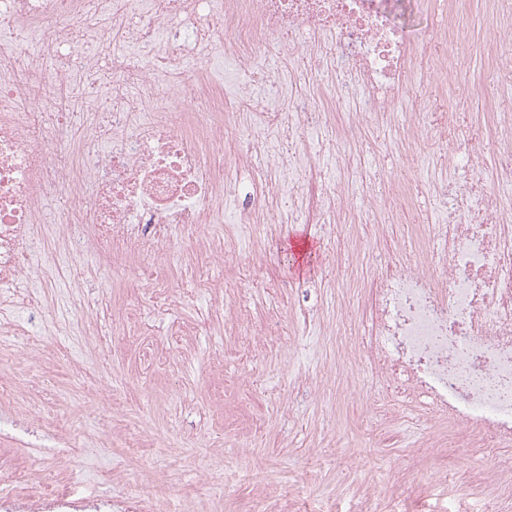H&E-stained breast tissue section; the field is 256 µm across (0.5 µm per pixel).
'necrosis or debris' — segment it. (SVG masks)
<instances>
[{"mask_svg":"<svg viewBox=\"0 0 512 512\" xmlns=\"http://www.w3.org/2000/svg\"><path fill=\"white\" fill-rule=\"evenodd\" d=\"M419 0H0V338L15 335L12 307L71 273L74 255L127 269V294L150 289L151 307L123 304V332L138 338L148 316L169 310L175 272L223 263L199 286L220 300L236 280L240 241H274L272 227L328 225L355 241V225L376 236L399 223L406 190L390 196L361 182L360 205L329 188L313 192L321 166L360 171L370 128L396 134L398 151L419 141L421 113L403 109L416 50L459 38L456 7L435 33L414 28ZM512 84V0H493L484 36ZM232 55L249 72L232 94L209 76ZM331 86L354 111L324 109ZM282 108L269 107V100ZM496 193L472 181L440 185L448 214L423 225L415 254L381 260L367 288L369 358L387 390L418 399L432 419L454 424L451 444L486 440L497 466L479 472L481 491L512 496V114H497ZM256 169L250 195L237 199L233 170ZM91 226L89 237L68 232ZM40 261H33V254ZM164 263H157V256ZM155 268L149 283L137 270ZM225 323L223 306L188 311L171 341L149 347L167 378L170 352L198 353L203 323ZM29 368L0 382V407L47 414L32 400ZM122 512H152L168 495L142 469ZM0 512H112V500L84 493L67 469L0 448Z\"/></svg>","mask_w":512,"mask_h":512,"instance_id":"obj_1","label":"necrosis or debris"}]
</instances>
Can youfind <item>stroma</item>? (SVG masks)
Returning <instances> with one entry per match:
<instances>
[{
    "label": "stroma",
    "instance_id": "stroma-1",
    "mask_svg": "<svg viewBox=\"0 0 512 512\" xmlns=\"http://www.w3.org/2000/svg\"><path fill=\"white\" fill-rule=\"evenodd\" d=\"M489 19L487 0H465L464 36L443 48L447 75L426 51L411 79L414 111L457 112L477 132L469 168L446 166V147L429 137L403 157L377 151L384 132L373 129L365 138L364 151L379 154L367 172L372 188L399 178L408 188V221L389 227L381 247L413 244L414 225L447 218L422 162L447 180L468 176L485 191L496 188L487 122L512 107L491 93L498 69L478 50ZM239 261L247 274L232 299L277 338L278 350H228L220 337L203 336L198 358L158 388L117 319L97 318L98 333L89 338L47 337L59 365L34 397L53 413L0 419V429L17 441L16 455L38 453L52 467L60 459L51 448L63 445L62 460L80 488L116 500L126 492L124 462L157 471L177 512H208L217 503L223 512H245L263 488L275 492L281 512H358L366 488L393 512H512V499L487 496L473 483L474 472L494 465L483 449L452 448L438 457L430 444L447 436L448 423L431 421L400 394L388 416L372 408L382 384L363 353L369 343L364 324L352 328L347 373L332 391L322 390L334 358L318 352L317 332H303L294 313L302 306L316 321H331L342 277L367 270L369 261L320 224L276 225L271 261L258 263L248 243ZM74 287L94 301L104 298L109 284L85 269L78 280H59L56 294L20 309L18 360L36 367L27 334L42 319L83 321V311L59 298ZM104 386L112 390L105 401L99 398ZM107 428L116 435L111 447H82L85 433Z\"/></svg>",
    "mask_w": 512,
    "mask_h": 512
}]
</instances>
